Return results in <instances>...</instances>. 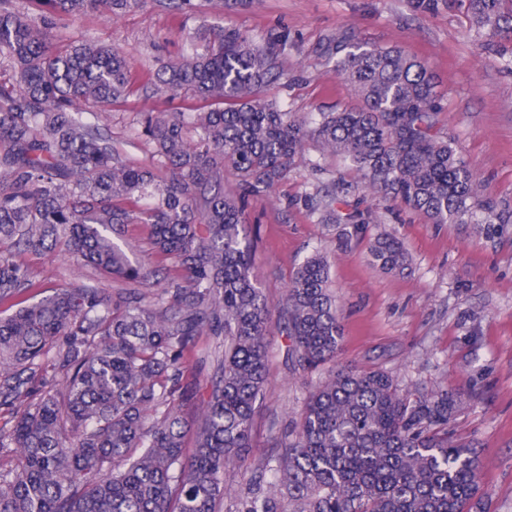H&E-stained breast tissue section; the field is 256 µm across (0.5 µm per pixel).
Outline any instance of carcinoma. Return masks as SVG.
<instances>
[{
    "mask_svg": "<svg viewBox=\"0 0 512 512\" xmlns=\"http://www.w3.org/2000/svg\"><path fill=\"white\" fill-rule=\"evenodd\" d=\"M39 19L0 0V512H485L472 446L448 433L458 395L410 398L381 371L336 368L342 324L316 252L297 268L279 302L293 367L316 373L292 431L275 437L273 463L256 467L230 495L224 472L245 462L256 405L267 390L271 303L252 271L244 227L248 193L270 192L303 157L305 124L264 102L273 77V38L262 46L224 30L202 53L164 62L141 89L182 101L148 115L141 135L154 167L121 157L98 113L136 88L124 52L87 41L58 49V22L139 8L145 0H33ZM488 35L512 40V0H468ZM336 72L361 98L320 113L324 150L362 173L366 189L401 200L433 224H504L480 195L474 171L438 129L435 75L397 46L368 48L339 34ZM242 193H224V167ZM349 186L309 197L322 220L368 224L342 214ZM147 224L152 247L179 277L149 304V273L111 237ZM61 249L130 287L69 284L36 303L15 253ZM374 264L409 266L403 242L371 243ZM201 336L220 349L206 393L188 380L184 357ZM61 383H39L45 363ZM199 400L197 424L181 415ZM191 439L192 447L185 445ZM232 506L224 509V501Z\"/></svg>",
    "mask_w": 512,
    "mask_h": 512,
    "instance_id": "carcinoma-1",
    "label": "carcinoma"
}]
</instances>
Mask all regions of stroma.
<instances>
[{
	"label": "stroma",
	"instance_id": "obj_1",
	"mask_svg": "<svg viewBox=\"0 0 512 512\" xmlns=\"http://www.w3.org/2000/svg\"><path fill=\"white\" fill-rule=\"evenodd\" d=\"M231 30L256 42L283 36L281 76L264 99L310 119L360 101L336 74L328 37L342 32L370 46L397 45L423 59L437 75L439 127L454 139L476 172L481 194L512 213V50H485L465 0H203L200 7L168 10L159 0L118 17L99 14L67 20L54 29L59 47L81 40L111 45L127 56L132 73L155 72L159 61L204 50L210 31ZM179 101L140 91L109 109L105 123L128 158L151 163V145L132 139L142 113L175 112ZM355 184L352 204L369 210L372 223L322 224L304 206L338 180ZM349 163L323 154L307 135L304 160L273 191L250 195L246 230L254 242V271L270 302H278L299 264L321 250L331 265L330 289L342 316L340 364L388 373L407 395L454 391L459 407L448 424L472 443L486 512H512V222L432 224L400 200L359 188ZM399 237L410 256L407 274L375 266L367 246L377 235ZM133 260L158 270L160 282L176 271L152 250L146 226H128L120 240ZM37 302L69 283H103L64 253L26 254ZM287 341L269 336L267 396L258 408L249 464L275 455L273 438L298 417L313 385L293 374Z\"/></svg>",
	"mask_w": 512,
	"mask_h": 512
}]
</instances>
